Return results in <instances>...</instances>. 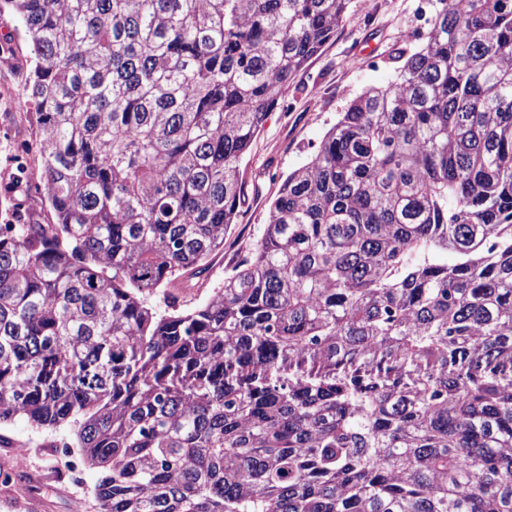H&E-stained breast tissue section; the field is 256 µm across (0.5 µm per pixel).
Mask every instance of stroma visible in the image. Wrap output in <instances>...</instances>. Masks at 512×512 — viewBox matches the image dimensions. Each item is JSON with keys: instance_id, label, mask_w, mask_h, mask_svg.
I'll return each mask as SVG.
<instances>
[{"instance_id": "1", "label": "stroma", "mask_w": 512, "mask_h": 512, "mask_svg": "<svg viewBox=\"0 0 512 512\" xmlns=\"http://www.w3.org/2000/svg\"><path fill=\"white\" fill-rule=\"evenodd\" d=\"M352 0L350 18L297 74L284 99L270 112L240 169L248 199L237 224L224 238L205 287L186 290L185 304L202 302L209 289L220 287L224 274L261 235L281 178L303 165L349 102L369 87L396 79L399 65L392 56L403 48L414 51L419 0ZM31 64L23 26L12 15H0V216L14 199L9 188L15 179L14 156L20 140L37 136L27 82ZM71 438L70 427L38 431L18 419L0 424V469L10 467L11 446L24 444L28 463L8 486L0 485V512H72L82 501V512H98L93 487L95 471L84 473L82 484L64 478L65 463L49 450L55 437Z\"/></svg>"}]
</instances>
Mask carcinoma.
Masks as SVG:
<instances>
[{
	"label": "carcinoma",
	"mask_w": 512,
	"mask_h": 512,
	"mask_svg": "<svg viewBox=\"0 0 512 512\" xmlns=\"http://www.w3.org/2000/svg\"><path fill=\"white\" fill-rule=\"evenodd\" d=\"M351 2L0 0L52 219L0 224V423L75 427L100 512H512V0H434L173 293Z\"/></svg>",
	"instance_id": "cac0c4a2"
}]
</instances>
